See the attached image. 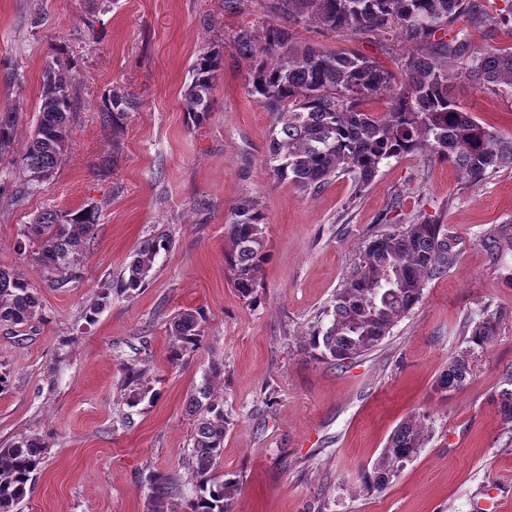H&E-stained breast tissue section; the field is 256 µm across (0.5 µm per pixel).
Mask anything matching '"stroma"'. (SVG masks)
<instances>
[{
	"instance_id": "1",
	"label": "stroma",
	"mask_w": 512,
	"mask_h": 512,
	"mask_svg": "<svg viewBox=\"0 0 512 512\" xmlns=\"http://www.w3.org/2000/svg\"><path fill=\"white\" fill-rule=\"evenodd\" d=\"M94 15V31L81 19ZM257 0L230 13L224 0H0V109L15 99L17 143L29 139L46 67L64 65L78 110L66 156L50 181L0 206V268L29 282L41 310L34 321L0 327V448L24 436L46 450L21 512H148L140 475L181 468L195 421L189 397L212 363L224 366L231 426L222 469L241 490L232 512H480L492 494L512 512V425L498 413L512 378V288L485 264L480 232L512 221V171L472 185L453 165L407 155L390 159L359 200L342 176L310 196L276 180L264 164L271 117L248 92L250 63L232 29L261 28ZM302 38L352 49L394 67L395 33L345 32ZM219 47L210 119L186 122L183 93L199 51ZM138 108L121 129L100 120L111 95ZM463 110L512 136V96L459 80ZM263 202L268 259L255 303L235 291L224 263L225 226L242 197ZM96 204L100 221L76 278L49 285L17 250L25 224L47 210ZM429 218L463 240L459 264L429 281L419 302L381 345L341 367L301 350V332L323 313L368 236L383 224ZM165 232L147 285L111 294L141 242ZM103 308L94 324L83 315ZM504 314L495 342L468 384L440 393L436 381L463 349L465 315ZM206 314L202 347L169 360L168 322ZM146 362L151 394L128 407L124 364ZM129 424H122V415ZM426 416L430 439L381 491L360 493L389 435L407 416Z\"/></svg>"
}]
</instances>
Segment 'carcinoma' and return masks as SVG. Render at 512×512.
Returning <instances> with one entry per match:
<instances>
[{
    "label": "carcinoma",
    "mask_w": 512,
    "mask_h": 512,
    "mask_svg": "<svg viewBox=\"0 0 512 512\" xmlns=\"http://www.w3.org/2000/svg\"><path fill=\"white\" fill-rule=\"evenodd\" d=\"M270 22L260 30L239 28L231 35L237 53L252 61L251 96L272 117L265 165L279 180L305 194H317L340 175H349L359 196L391 158L408 154L435 157L459 169L471 184L512 168V137L479 123L463 111L451 94V80L464 79L482 92L512 95V44L475 45L472 29L512 35V0L495 12L477 0H261ZM306 26L319 34L347 31L375 36L395 30L406 44L393 71L356 51H336L299 37ZM223 53L205 48L196 56L183 94L188 121L209 117V96ZM386 111L365 105L379 97ZM138 104L112 96L103 101L101 120L117 126ZM22 98L0 111V158L9 153L17 132ZM77 111L72 86L60 68L45 72L36 125L22 149L19 177L11 194L0 186V198L16 203L50 180L67 152L70 122ZM99 209L46 211L24 225L17 249L31 251L47 281L68 284L97 229ZM224 262L240 299L253 302L259 274L267 260L266 223L261 201L243 197L229 224ZM488 269L512 288V222L493 224L479 236ZM172 239L151 235L142 241L113 292L132 296L145 287L156 256L168 251ZM462 255L460 240L448 226L432 220L388 224L371 236L358 262L336 290L332 319L317 321L302 334L303 347L320 363L344 365L377 348L394 325L419 302L426 284L448 274ZM39 297L28 282L0 268V325L32 322ZM503 313L488 306L479 318L466 316L462 326L466 347L439 375L442 392L463 388L473 376V360L498 336ZM205 313L179 311L170 320L169 360L176 366L203 341ZM223 379L214 363L190 396L196 424L186 466L177 471H152L146 476L151 512H180L187 486L193 495L188 512H231L240 482L221 471L229 419L224 401L214 398L213 385ZM429 441L425 417L401 422L363 475L365 492L385 489ZM45 443L23 437L0 448V512H19L32 489Z\"/></svg>",
    "instance_id": "1"
}]
</instances>
